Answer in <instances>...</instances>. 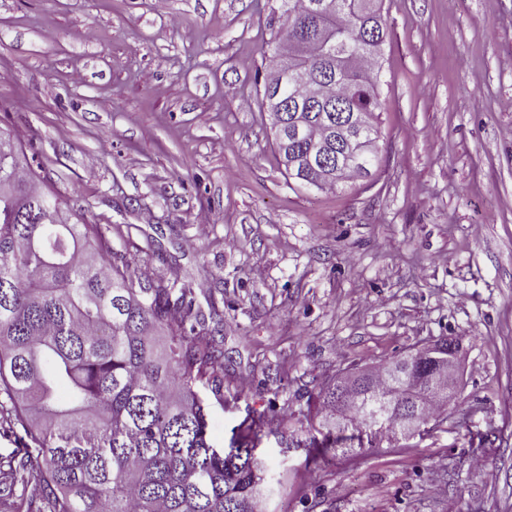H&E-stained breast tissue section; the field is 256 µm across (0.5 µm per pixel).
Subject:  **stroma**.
<instances>
[{"instance_id": "stroma-1", "label": "stroma", "mask_w": 512, "mask_h": 512, "mask_svg": "<svg viewBox=\"0 0 512 512\" xmlns=\"http://www.w3.org/2000/svg\"><path fill=\"white\" fill-rule=\"evenodd\" d=\"M280 6L0 0V131L69 222L223 319L209 436L270 412L263 512H512V0H382L378 170L333 191L288 177L257 93ZM445 338L449 411L312 464L319 415L282 411Z\"/></svg>"}]
</instances>
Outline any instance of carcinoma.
Wrapping results in <instances>:
<instances>
[{
    "instance_id": "cac0c4a2",
    "label": "carcinoma",
    "mask_w": 512,
    "mask_h": 512,
    "mask_svg": "<svg viewBox=\"0 0 512 512\" xmlns=\"http://www.w3.org/2000/svg\"><path fill=\"white\" fill-rule=\"evenodd\" d=\"M336 11L339 32L323 38L312 4ZM350 0H281L263 53L290 43L308 61L306 77L318 92L336 96L335 62L354 60L340 103L288 94L271 119L285 164L305 157L336 134L343 113L373 118L380 108L370 47L385 41L380 10L354 16ZM281 72L263 77L262 100L277 92ZM297 167L321 187H344L370 174ZM43 191L19 159L0 155V410L39 445L4 465V475L39 487L45 507L27 512H258L256 495L267 470L256 454L270 424L249 413L228 450L208 439L207 388L224 398V352L216 325L208 336L188 334L193 312L172 299L159 279L141 280L112 257L109 228L52 224ZM363 447L354 428L309 438L313 462Z\"/></svg>"
}]
</instances>
